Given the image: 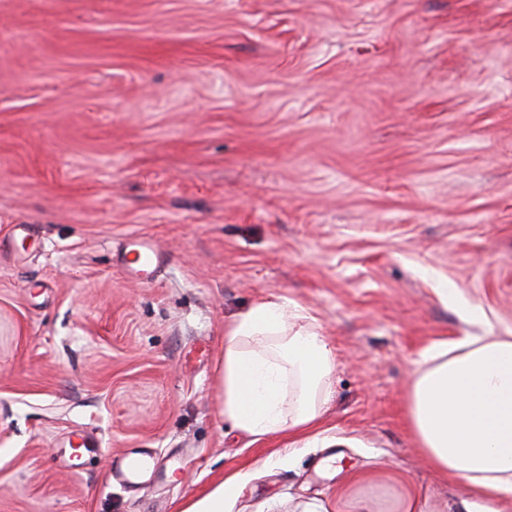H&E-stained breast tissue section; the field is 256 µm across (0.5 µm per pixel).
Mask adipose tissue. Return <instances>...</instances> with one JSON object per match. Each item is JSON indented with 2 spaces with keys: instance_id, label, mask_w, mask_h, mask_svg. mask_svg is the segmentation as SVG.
I'll list each match as a JSON object with an SVG mask.
<instances>
[{
  "instance_id": "1",
  "label": "adipose tissue",
  "mask_w": 512,
  "mask_h": 512,
  "mask_svg": "<svg viewBox=\"0 0 512 512\" xmlns=\"http://www.w3.org/2000/svg\"><path fill=\"white\" fill-rule=\"evenodd\" d=\"M334 368L315 317L282 297L255 302L224 328L215 367L220 412L257 440L308 434L331 399ZM406 411L429 465L466 480L465 512H504L512 504V336L429 345Z\"/></svg>"
}]
</instances>
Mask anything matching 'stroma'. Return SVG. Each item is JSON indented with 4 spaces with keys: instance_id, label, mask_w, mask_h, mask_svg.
<instances>
[{
    "instance_id": "obj_1",
    "label": "stroma",
    "mask_w": 512,
    "mask_h": 512,
    "mask_svg": "<svg viewBox=\"0 0 512 512\" xmlns=\"http://www.w3.org/2000/svg\"><path fill=\"white\" fill-rule=\"evenodd\" d=\"M273 297L336 356L293 455L219 414L224 327ZM481 336H512V0H0V512L233 475L229 512H462L405 405L426 347ZM165 260L153 240L148 236L135 235L128 238L120 264L129 279L143 283ZM139 455L140 457H136ZM126 456L121 465V472L127 479H139L148 475L151 469V461L146 458L147 454H136Z\"/></svg>"
}]
</instances>
